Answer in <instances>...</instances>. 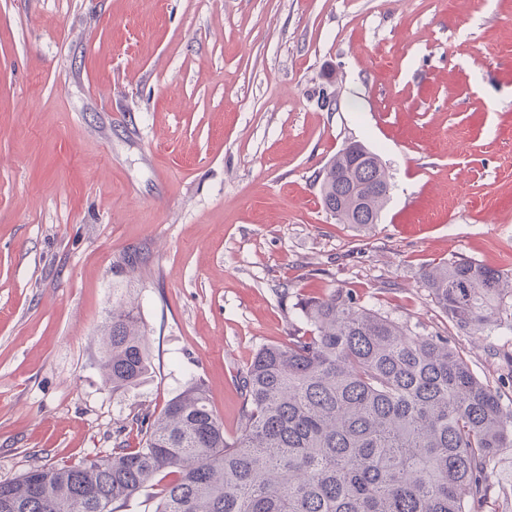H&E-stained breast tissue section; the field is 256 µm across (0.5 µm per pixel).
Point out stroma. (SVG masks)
Masks as SVG:
<instances>
[{"mask_svg":"<svg viewBox=\"0 0 512 512\" xmlns=\"http://www.w3.org/2000/svg\"><path fill=\"white\" fill-rule=\"evenodd\" d=\"M392 176L342 224L345 144ZM512 274V0H0V480L137 447L134 414L238 375L331 288L440 333L512 405V325L459 333L419 279ZM138 304L151 369L116 392L98 330ZM482 512H512V447ZM378 157L364 145L348 143L319 172L323 206L341 223L378 221L391 189L389 172Z\"/></svg>","mask_w":512,"mask_h":512,"instance_id":"35a3bbf8","label":"stroma"}]
</instances>
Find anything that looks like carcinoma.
Instances as JSON below:
<instances>
[{
    "label": "carcinoma",
    "instance_id": "carcinoma-1",
    "mask_svg": "<svg viewBox=\"0 0 512 512\" xmlns=\"http://www.w3.org/2000/svg\"><path fill=\"white\" fill-rule=\"evenodd\" d=\"M379 154L346 144L319 172L323 206L343 224L379 218L391 187ZM422 287L455 329L487 336L512 317V277L473 262L427 265ZM302 325L239 374V432L196 382L154 415L132 419L140 446L34 466L0 481V512H475L488 470L512 447V407L448 337L361 305L349 289L298 299ZM112 391L148 374L133 302L99 329Z\"/></svg>",
    "mask_w": 512,
    "mask_h": 512
}]
</instances>
